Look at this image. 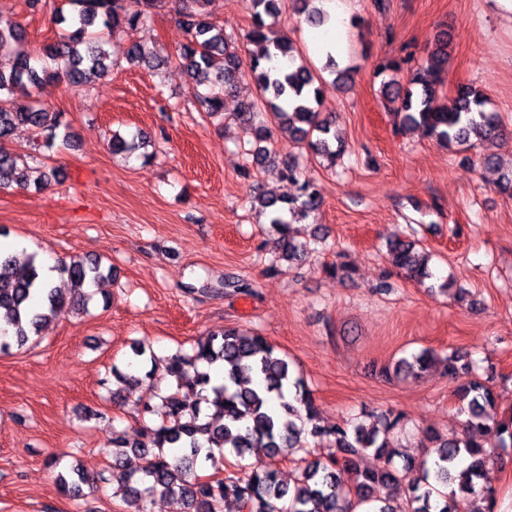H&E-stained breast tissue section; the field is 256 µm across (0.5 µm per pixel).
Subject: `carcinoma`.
Returning <instances> with one entry per match:
<instances>
[{
  "instance_id": "1",
  "label": "carcinoma",
  "mask_w": 512,
  "mask_h": 512,
  "mask_svg": "<svg viewBox=\"0 0 512 512\" xmlns=\"http://www.w3.org/2000/svg\"><path fill=\"white\" fill-rule=\"evenodd\" d=\"M167 0H140L141 8L128 12L124 0H70L72 12L57 13L62 33L36 54L17 53L15 43L25 38L24 29L0 23V53L13 55L11 70L0 69V189L26 186L28 165L9 142L16 129L28 127L49 145L63 126L62 114L51 110L41 92L62 84L83 85L105 76L112 68L105 44L119 30H136L153 21L155 11ZM186 42L175 51L189 79V88L205 112H224L229 94L242 67L238 46L213 22L206 11L208 0H172ZM282 0H250L253 23L248 42L257 47L249 58V72L260 90V99L240 105L236 118L256 139L272 135L271 127L304 145L315 157L336 166L346 151L336 137L335 118L322 110L320 98L326 81L299 61V50L274 30ZM292 10L311 24L324 16L315 0H292ZM448 37L441 32L418 62L415 55L384 57L374 67L381 78V95L392 104L397 130L418 128L429 138L452 149L476 140L488 148L503 135L499 113L487 110L488 98L472 84H460L454 95H439L448 62ZM130 64L158 68L165 60L145 54L142 45H128ZM147 136L137 130L112 138V152L132 155L144 147ZM279 167L282 179L296 185L297 194L283 198L260 192L253 206L267 217L279 234V259L300 261L307 245L298 241L293 225L309 219L322 205L318 183L302 177L295 159L280 161L264 148L247 153V165ZM389 260L405 276L422 282L432 278L430 255L416 249L413 241L395 236L387 240ZM61 284L52 285L41 275V262L31 254L23 262L0 253V354L21 349L39 336L47 324L88 309L94 293L90 288L112 277V266L99 258L73 255L57 266ZM165 371L176 389L158 396V402H140L139 414L158 415L160 424L143 431L144 440H131L123 431L112 433L115 463L132 454L139 466L116 469L111 480L125 512H151L157 494L180 500L187 512H222L234 502L240 512H494L495 490L488 485V463L493 448H512V413L497 416L500 394L494 370L481 376L469 355L457 350L443 358L423 349L396 359L385 368L388 379L418 377L436 363L455 377L472 375L457 390L456 414L463 417L461 431L444 435L423 431L426 455L403 456L394 448L390 434L399 417L390 412L365 425L354 419L323 425L312 391L295 373L288 355L257 332L226 328L199 338L185 352L166 356ZM224 368V383L211 384L206 367ZM144 377L112 366V377L134 391ZM328 441L330 453L307 462L300 476L282 481L277 462L309 445L308 438ZM253 448L264 450L266 461L247 477L233 472L218 480H204L198 471L217 458H243ZM380 460L375 468H363L367 452ZM402 464H396V459ZM354 475L345 487L338 469ZM89 477L77 468L59 471L56 481L65 493L76 490ZM391 491L386 498L376 489ZM481 496L485 509L467 508L468 498Z\"/></svg>"
}]
</instances>
